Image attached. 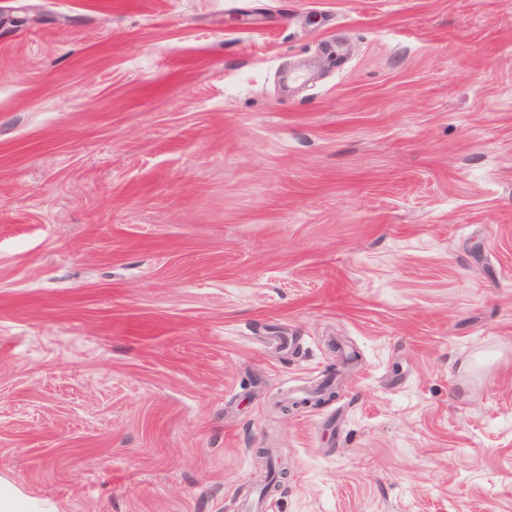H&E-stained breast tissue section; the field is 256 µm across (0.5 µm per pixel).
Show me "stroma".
<instances>
[{
	"label": "stroma",
	"mask_w": 512,
	"mask_h": 512,
	"mask_svg": "<svg viewBox=\"0 0 512 512\" xmlns=\"http://www.w3.org/2000/svg\"><path fill=\"white\" fill-rule=\"evenodd\" d=\"M262 448L512 512V0H0V475L239 512Z\"/></svg>",
	"instance_id": "35a3bbf8"
}]
</instances>
